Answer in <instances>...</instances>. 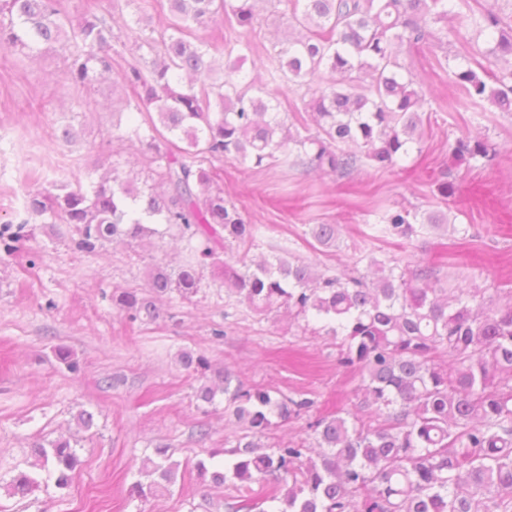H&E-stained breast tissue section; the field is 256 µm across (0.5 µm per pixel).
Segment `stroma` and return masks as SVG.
<instances>
[{
  "instance_id": "stroma-1",
  "label": "stroma",
  "mask_w": 512,
  "mask_h": 512,
  "mask_svg": "<svg viewBox=\"0 0 512 512\" xmlns=\"http://www.w3.org/2000/svg\"><path fill=\"white\" fill-rule=\"evenodd\" d=\"M95 13L115 36L113 73L76 88L62 79L64 50L40 54L0 48V223L28 221L36 236L13 256L0 260V512H191L210 499V512H225L224 492L202 495L193 462L234 446L239 426L216 404L209 415L196 409L197 380L177 361L181 351L206 355L213 367L229 366L246 383L316 400L322 412L352 409L359 378L336 364L335 341L302 335L294 319L258 320L225 316L224 292L211 279L191 300L164 299L163 318L128 328L107 295L115 288H140L156 254L154 247L110 243L95 255L71 249L45 230V219L28 213L24 199L53 182L99 178L115 169L136 174L151 166L139 145L118 141L128 123L131 91L116 82L115 70L144 65L149 55L134 36L155 35L172 20L167 0H97ZM446 48L423 56L404 55L426 100L423 154L404 168L374 171L360 164L341 178L318 177L292 167L257 168L224 161V196L243 217L262 225L254 256L271 257L279 247L317 269L352 267L359 245L381 260L416 255L428 260L446 286L512 290V114L490 103L472 106L456 88L445 54L477 56L472 26L452 20ZM72 142L57 141L63 127ZM484 137L494 148L473 166L453 163L449 147L462 134ZM454 182V203L442 202L437 179ZM441 211L456 232L432 231L411 239L376 237L388 208ZM313 224H334V247L318 245ZM41 261L25 271L31 251ZM56 307L46 310V299ZM223 336H214V329ZM63 344L81 361L71 374L52 349ZM95 416L81 429L79 412ZM206 422L209 435L199 439ZM80 439V465L64 491L38 487L27 497L9 495L18 470L29 469L38 437ZM168 447L181 467L168 492L130 498L143 480L145 457Z\"/></svg>"
}]
</instances>
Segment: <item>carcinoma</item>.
Here are the masks:
<instances>
[{"label":"carcinoma","instance_id":"1","mask_svg":"<svg viewBox=\"0 0 512 512\" xmlns=\"http://www.w3.org/2000/svg\"><path fill=\"white\" fill-rule=\"evenodd\" d=\"M168 2L175 21L140 44L151 61L119 73L138 99L120 138L153 153L151 183L117 171L85 185L56 182L28 194L27 211L47 216L54 235L55 225H65L71 247L85 253L118 237L142 244L176 232L186 249L179 267L158 260L145 288L112 293L131 324L159 319L156 296L196 295L209 271L233 305L263 319L285 309L303 321L302 332L333 337L337 365L360 377L354 411L319 416L302 435L266 445L273 428L307 415L314 401L246 386L205 356L182 351V366L205 379L194 394L201 412L222 395L242 429L222 466L194 463L197 479L232 489L227 512H512V294L450 293L422 258L360 256L368 273L340 276L295 258L251 259L261 225L224 199L218 167L232 158L345 177L363 158L384 170L422 153L424 98L400 56L405 48L430 49L431 25L465 10L485 38L480 54L488 66L456 55L452 82L473 103L512 112V11H476L469 0H282L287 27L303 33L286 38L262 61L263 73L252 75L243 63L257 54L253 41L225 44L219 72L216 46L192 36V26L221 13L253 33L264 0ZM111 38L94 14L72 26L58 0H0V46L52 50L66 40L62 78L73 87L112 72ZM286 93L308 101L315 129L303 122V132H292L279 100ZM488 152L470 134L451 148L459 165ZM419 226L446 230L448 219L389 209L380 232L410 238ZM337 232L335 224L309 227L325 248ZM33 236L27 224H0V256ZM55 356L68 372L81 371L72 351L59 347ZM34 455L45 481L70 486L79 464L70 441L38 442ZM143 467L153 480L132 483V498L169 490L180 463L159 446ZM41 481L20 471L7 490L24 498Z\"/></svg>","mask_w":512,"mask_h":512}]
</instances>
